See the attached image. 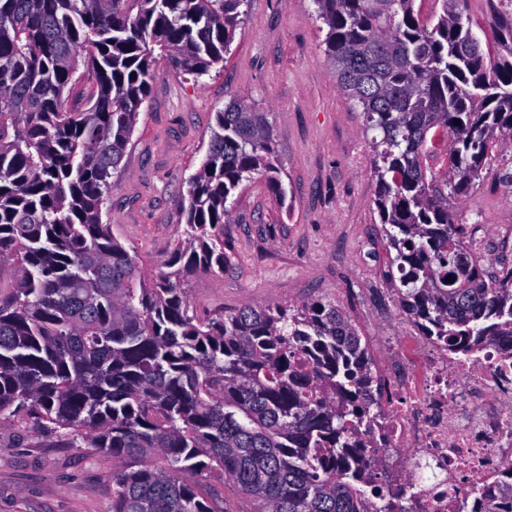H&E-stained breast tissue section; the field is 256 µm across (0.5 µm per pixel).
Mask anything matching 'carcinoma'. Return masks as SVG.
I'll return each instance as SVG.
<instances>
[{"label":"carcinoma","instance_id":"1","mask_svg":"<svg viewBox=\"0 0 512 512\" xmlns=\"http://www.w3.org/2000/svg\"><path fill=\"white\" fill-rule=\"evenodd\" d=\"M436 2L422 24L415 0H315L336 81L373 133L398 302L465 354L512 337V267L486 275L449 209L512 136V0H498L497 57L454 0ZM245 3L0 0V273L13 283L0 300V416L34 414L72 447L130 462L112 473V512H222L192 480L207 471L255 512H366L344 458L372 408L349 362L369 354L347 315L315 301L200 318L184 288L224 269L242 182L260 175L285 201L266 113L244 99L216 113L181 240L152 278L102 220L155 55L209 74ZM80 70L92 89L75 109Z\"/></svg>","mask_w":512,"mask_h":512}]
</instances>
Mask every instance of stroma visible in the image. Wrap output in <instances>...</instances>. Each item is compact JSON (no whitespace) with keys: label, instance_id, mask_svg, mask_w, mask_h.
<instances>
[{"label":"stroma","instance_id":"obj_1","mask_svg":"<svg viewBox=\"0 0 512 512\" xmlns=\"http://www.w3.org/2000/svg\"><path fill=\"white\" fill-rule=\"evenodd\" d=\"M223 65L200 79L157 58L158 73L114 178L104 221L145 276L157 273L183 229L181 206L216 112L233 99L266 113L287 191L262 177L235 191L224 226L223 270L186 285L198 316L334 300L361 336L371 289L398 298L374 200L378 184L364 118L334 77L314 0H248ZM494 159L454 209L466 244L512 225V185ZM120 460L70 447L37 417L0 418V512H111Z\"/></svg>","mask_w":512,"mask_h":512}]
</instances>
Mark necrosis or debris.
I'll return each instance as SVG.
<instances>
[{
    "label": "necrosis or debris",
    "mask_w": 512,
    "mask_h": 512,
    "mask_svg": "<svg viewBox=\"0 0 512 512\" xmlns=\"http://www.w3.org/2000/svg\"><path fill=\"white\" fill-rule=\"evenodd\" d=\"M375 364L378 408L353 441L376 481L369 502L386 497L401 512H457L477 491L481 512H512L498 485L512 468V343L497 340L458 356L445 340L408 334L388 305L363 310Z\"/></svg>",
    "instance_id": "1"
}]
</instances>
